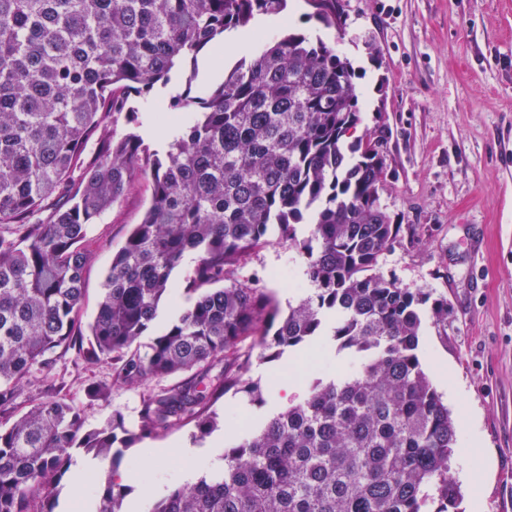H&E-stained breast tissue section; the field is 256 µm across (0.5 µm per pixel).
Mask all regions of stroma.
I'll use <instances>...</instances> for the list:
<instances>
[{
	"mask_svg": "<svg viewBox=\"0 0 512 512\" xmlns=\"http://www.w3.org/2000/svg\"><path fill=\"white\" fill-rule=\"evenodd\" d=\"M342 27L312 18L306 0H291L278 15L259 17L256 29L275 40L292 29L320 37L351 61L360 88L359 131L381 139L386 176L380 203L400 231L380 259L378 270L398 286L425 297L419 357L431 384L457 426L453 475L461 487L485 479L482 512H512V0H342ZM210 50L197 60V76L186 83L183 68L157 87L152 99L136 100V125L116 114L117 134L136 129L146 144L160 147L151 134L153 99H167L192 88L205 95L223 74L210 67ZM149 183L135 179L123 198L89 228L83 323H90L113 255L149 205ZM310 227L299 224L295 241H272L253 252L242 271L270 296L280 312L303 296L309 283L306 258L298 243ZM448 304V318L435 315L434 301ZM324 356L310 365L314 351H290L276 362L263 359L258 337L240 345L248 359L246 379L259 383L263 403L227 392L216 402L217 426L199 437L193 426L126 449L148 478L165 474L178 483L172 459L159 449L231 445L260 432L300 395L279 390L280 381L298 375L312 379L345 375L350 354L336 353L330 337L320 339ZM63 397L82 410L86 428L106 424L121 411L134 428L146 389L158 379L133 387L112 383L111 367L68 356L59 364ZM111 386L108 400L87 395L89 385Z\"/></svg>",
	"mask_w": 512,
	"mask_h": 512,
	"instance_id": "obj_1",
	"label": "stroma"
}]
</instances>
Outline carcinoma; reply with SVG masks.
Returning <instances> with one entry per match:
<instances>
[{"instance_id":"1","label":"carcinoma","mask_w":512,"mask_h":512,"mask_svg":"<svg viewBox=\"0 0 512 512\" xmlns=\"http://www.w3.org/2000/svg\"><path fill=\"white\" fill-rule=\"evenodd\" d=\"M287 2L0 0V412L37 377L46 384L0 426V512H57L77 450L115 468L126 448L171 429L207 434L225 392L260 398L243 380L241 339L268 324L260 345L276 360L318 341L329 316L356 368L313 381L237 439L223 471L173 487L150 512H460L456 426L418 356L424 299L376 272L397 229L379 203L380 141L354 136L352 63L320 38L288 31L267 42L254 30L259 52L207 97L155 105L166 126L185 113L163 147L112 130V114L134 111L131 96ZM307 3L323 24L342 25L341 0ZM137 178L150 182V204L85 327L89 227ZM305 219L309 292L280 317L233 275L273 232L295 240ZM189 253L191 299L143 348ZM72 350L115 366L112 386L187 377L145 394L135 429L119 413L87 429L52 390L54 365ZM128 491L107 481L98 512H123Z\"/></svg>"}]
</instances>
